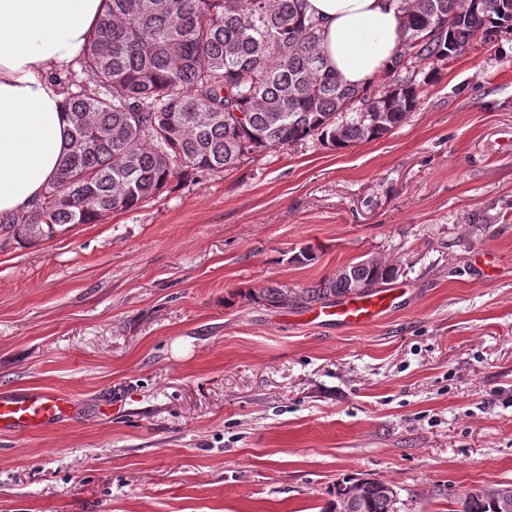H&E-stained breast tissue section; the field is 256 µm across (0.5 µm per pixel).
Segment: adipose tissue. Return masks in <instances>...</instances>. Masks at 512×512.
<instances>
[{"label": "adipose tissue", "mask_w": 512, "mask_h": 512, "mask_svg": "<svg viewBox=\"0 0 512 512\" xmlns=\"http://www.w3.org/2000/svg\"><path fill=\"white\" fill-rule=\"evenodd\" d=\"M103 0H0V217L26 210L57 172L67 128L50 79L87 49ZM343 82L369 85L400 43L397 0H306Z\"/></svg>", "instance_id": "ef3b65f1"}]
</instances>
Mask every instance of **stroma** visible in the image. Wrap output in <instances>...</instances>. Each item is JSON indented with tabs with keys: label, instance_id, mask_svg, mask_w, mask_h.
I'll return each mask as SVG.
<instances>
[{
	"label": "stroma",
	"instance_id": "stroma-1",
	"mask_svg": "<svg viewBox=\"0 0 512 512\" xmlns=\"http://www.w3.org/2000/svg\"><path fill=\"white\" fill-rule=\"evenodd\" d=\"M367 258L401 271L370 329L242 296ZM29 385L88 413L0 433V512H324L345 477L455 512L512 483V33L384 138L255 153L0 248V388Z\"/></svg>",
	"mask_w": 512,
	"mask_h": 512
}]
</instances>
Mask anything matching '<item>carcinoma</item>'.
Instances as JSON below:
<instances>
[{"label": "carcinoma", "instance_id": "cac0c4a2", "mask_svg": "<svg viewBox=\"0 0 512 512\" xmlns=\"http://www.w3.org/2000/svg\"><path fill=\"white\" fill-rule=\"evenodd\" d=\"M305 0H104L65 97L68 145L57 176L21 214L0 219V243L51 239L77 224L131 211L172 179L236 166L242 157L316 136L341 148L403 124L439 66L473 40L512 31V0H399L401 42L379 78L387 91L351 87L324 63L318 20ZM426 67L401 76L402 60ZM399 276L394 265L351 263L290 291L247 296L274 308H309L367 295ZM329 512H396L397 491L350 478ZM456 512H512L501 488L473 489Z\"/></svg>", "mask_w": 512, "mask_h": 512}]
</instances>
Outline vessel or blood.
<instances>
[{"label": "vessel or blood", "mask_w": 512, "mask_h": 512, "mask_svg": "<svg viewBox=\"0 0 512 512\" xmlns=\"http://www.w3.org/2000/svg\"><path fill=\"white\" fill-rule=\"evenodd\" d=\"M395 307L393 289L383 288L367 296L343 297L336 303L313 310L322 318L345 329L371 328ZM79 412L70 396L37 387L0 391V432L25 434L68 421Z\"/></svg>", "instance_id": "obj_1"}]
</instances>
